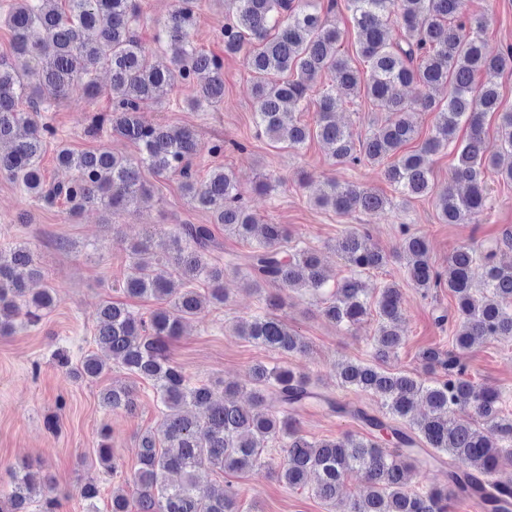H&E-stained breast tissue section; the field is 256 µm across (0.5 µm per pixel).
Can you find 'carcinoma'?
I'll use <instances>...</instances> for the list:
<instances>
[{"label": "carcinoma", "mask_w": 512, "mask_h": 512, "mask_svg": "<svg viewBox=\"0 0 512 512\" xmlns=\"http://www.w3.org/2000/svg\"><path fill=\"white\" fill-rule=\"evenodd\" d=\"M231 10L221 36L224 53L243 55L252 76L257 131L275 143L298 147L316 137L332 150L339 164L394 161L385 169L387 181L402 200L433 195L444 224H461L483 210L486 172L492 168L512 182V112L500 114L495 143L485 140L483 118L499 107L492 84L475 85V74L512 70V48L498 56L485 51L483 26L463 12V0H346L355 28L354 48L365 70L342 56L343 35L326 7L295 0H224ZM136 0H13L3 23L11 32V51L0 54V174L14 182L29 199L46 205L63 200L75 216L88 207L120 215L147 199L153 186L143 177L177 173L190 206L205 211L228 233L257 243L244 256L220 265L211 262L214 235L209 224H177L168 237L165 258L153 250L147 234L130 246L132 264L122 286L131 296L152 297L161 304L144 320L115 303L103 304L95 316L97 350L72 365L58 348L56 365L80 380L97 379L113 362L130 375L152 384L161 405L162 429L147 431L137 441L139 468L132 478V494L112 493L107 512H237V492L231 485L215 493L202 488V467L243 472L261 464L270 441L285 440L283 459L274 475L290 487L306 485L313 474L314 495L335 502L338 512H448V497L469 486L473 475L491 477L512 458V416L502 413L500 393L464 377L462 359L481 338L512 339V233L483 253L462 246L448 256V292L455 302L457 325L452 348L428 347L420 352L424 370L442 373L430 380L386 367L403 344L398 324L403 311L400 289L386 286L376 302L369 300L360 275L387 265L389 256L403 261L407 278L428 293L441 285L426 240L402 230L398 246L387 254L369 236L350 230L336 240V252L353 271L327 287L329 275L319 253L298 244L284 224L259 220L241 203L234 174L217 169L197 178L193 159L201 151L195 130L161 123L145 124L141 107L160 102L175 87V77L199 78L191 109L217 110L224 105V61L196 49L194 0H180L158 37L172 54L155 60L135 30ZM395 19L400 35L390 36ZM105 68L111 76L112 109L96 118L97 125L139 146L134 159L108 150L75 152L62 147L57 160L76 172L68 182H49L41 168L51 127L36 113L50 101L80 87L88 99L101 89L93 73ZM40 74L37 84L26 81ZM331 83L317 87L322 78ZM398 85L425 90L448 88L447 103L431 96L406 100ZM317 90L316 120L310 127L293 119L312 90ZM364 95L387 117L368 128L363 140L336 123V109L344 96ZM25 100L29 111L19 109ZM437 113L431 135L419 149L398 155L415 137L408 115L417 110ZM470 134L461 146L448 186L436 189L429 157L448 148L460 125ZM511 161L502 165V157ZM318 207L340 215L385 208L391 200L369 188L330 180L314 200ZM484 262L480 284L473 281L477 261ZM242 277L249 290L263 296V311L233 328L254 344L281 354L307 351L306 341L276 314L288 295L305 290L320 298L324 317L337 325L357 326L370 308L377 310L371 337L372 361L340 364L337 376L344 388L369 393L380 404L369 411L321 391L306 375L280 364L251 366L248 383L226 385L189 377L171 358L168 344L207 308L224 303L226 271ZM43 278L24 243L0 248V336L14 331L23 317L42 318L55 303L53 289L34 293L30 284ZM274 290H268V287ZM250 407L237 404L240 392ZM112 410L131 411L136 391L114 385L100 394ZM349 416L369 430L370 437L346 434L337 439L310 441L300 433L294 414L310 403ZM469 411L482 420L478 427L461 416ZM96 461L115 468L112 435L100 430ZM447 462L446 488L413 490L409 473ZM362 474L365 488L342 496L345 477ZM87 512H100V490L93 481L80 491ZM40 498L39 512H59V500L49 494L45 475L27 464L10 470V491L0 497V512H29Z\"/></svg>", "instance_id": "cac0c4a2"}]
</instances>
